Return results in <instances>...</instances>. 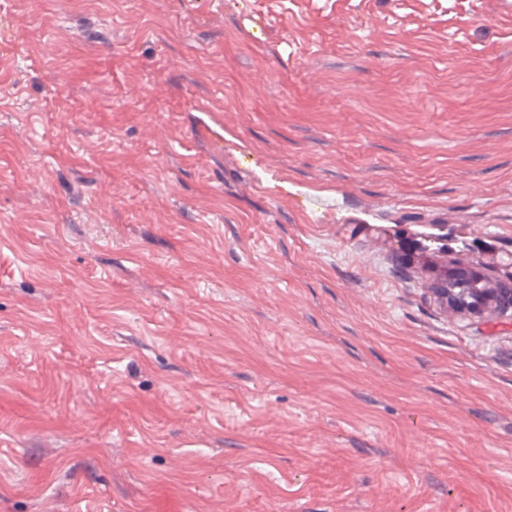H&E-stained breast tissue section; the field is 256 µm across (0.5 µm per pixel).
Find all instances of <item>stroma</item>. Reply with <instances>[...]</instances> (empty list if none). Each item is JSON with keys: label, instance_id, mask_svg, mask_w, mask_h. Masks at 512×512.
Returning a JSON list of instances; mask_svg holds the SVG:
<instances>
[{"label": "stroma", "instance_id": "stroma-1", "mask_svg": "<svg viewBox=\"0 0 512 512\" xmlns=\"http://www.w3.org/2000/svg\"><path fill=\"white\" fill-rule=\"evenodd\" d=\"M511 255L512 0H0V512H512ZM485 277L477 274L470 265L454 267L434 288L447 304L449 311L462 316L481 317L488 312H498L512 316V255L507 264H483ZM508 267L507 281L501 279V267ZM487 282V285H486ZM482 285V288H478ZM494 285L493 288L490 286Z\"/></svg>", "mask_w": 512, "mask_h": 512}]
</instances>
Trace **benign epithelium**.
Masks as SVG:
<instances>
[{"label":"benign epithelium","instance_id":"7a95c632","mask_svg":"<svg viewBox=\"0 0 512 512\" xmlns=\"http://www.w3.org/2000/svg\"><path fill=\"white\" fill-rule=\"evenodd\" d=\"M506 267L509 271L504 281L499 274V263L484 265V276L468 265L459 264L435 291L446 301L449 311L462 316L481 317L492 311L512 314V260Z\"/></svg>","mask_w":512,"mask_h":512}]
</instances>
